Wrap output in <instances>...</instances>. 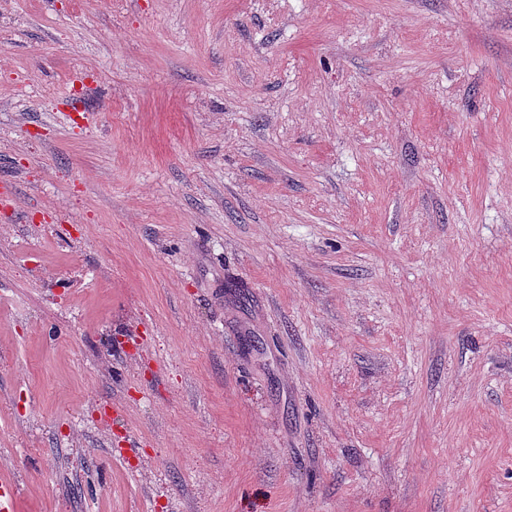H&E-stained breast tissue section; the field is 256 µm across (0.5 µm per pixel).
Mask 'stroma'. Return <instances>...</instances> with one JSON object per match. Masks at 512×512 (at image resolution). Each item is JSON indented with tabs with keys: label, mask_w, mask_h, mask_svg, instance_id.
<instances>
[{
	"label": "stroma",
	"mask_w": 512,
	"mask_h": 512,
	"mask_svg": "<svg viewBox=\"0 0 512 512\" xmlns=\"http://www.w3.org/2000/svg\"><path fill=\"white\" fill-rule=\"evenodd\" d=\"M1 180L15 512H512V0H0Z\"/></svg>",
	"instance_id": "1"
}]
</instances>
